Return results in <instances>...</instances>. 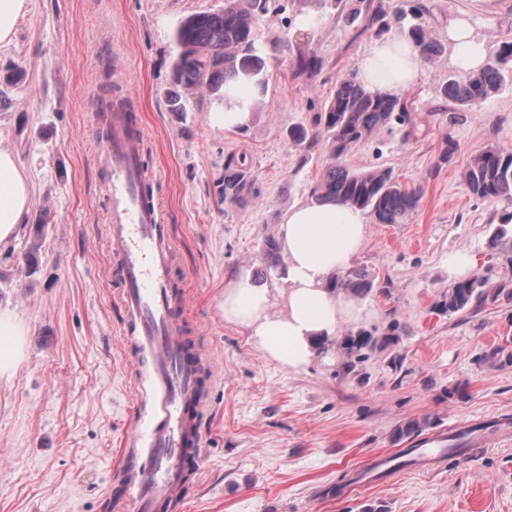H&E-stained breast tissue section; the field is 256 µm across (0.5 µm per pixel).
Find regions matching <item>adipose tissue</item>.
Masks as SVG:
<instances>
[{
    "instance_id": "adipose-tissue-1",
    "label": "adipose tissue",
    "mask_w": 512,
    "mask_h": 512,
    "mask_svg": "<svg viewBox=\"0 0 512 512\" xmlns=\"http://www.w3.org/2000/svg\"><path fill=\"white\" fill-rule=\"evenodd\" d=\"M447 39L455 66L476 73L488 62L486 48L474 34L467 16L448 24ZM424 61L413 41L392 34L373 41L358 57L357 80L368 90L399 96L420 77ZM258 90L254 81H239L224 89V108L209 115L216 129L251 123ZM32 205V187L19 157L0 147V254L21 234V220ZM367 237L362 210L333 201L296 204L284 214L279 241L288 259L285 310L272 311L266 286L241 274L224 289L221 308L226 322L247 330L250 343L267 358L291 370L306 368L319 354L321 341L338 336L343 325H355L367 315L359 303L331 290L332 274L348 268ZM27 354V326L15 312L0 309V385L12 381Z\"/></svg>"
}]
</instances>
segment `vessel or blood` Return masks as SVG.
Here are the masks:
<instances>
[{"instance_id": "vessel-or-blood-1", "label": "vessel or blood", "mask_w": 512, "mask_h": 512, "mask_svg": "<svg viewBox=\"0 0 512 512\" xmlns=\"http://www.w3.org/2000/svg\"><path fill=\"white\" fill-rule=\"evenodd\" d=\"M95 122L107 174V222L118 257V301L127 316V340L143 356L141 393L148 401L125 437L130 478L112 507L162 512L180 495L182 459L198 455L202 445L199 420L188 412L196 375L180 358L182 299L172 281L176 251L158 207L141 190V124L117 110L97 114Z\"/></svg>"}]
</instances>
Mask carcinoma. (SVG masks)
Masks as SVG:
<instances>
[{"mask_svg":"<svg viewBox=\"0 0 512 512\" xmlns=\"http://www.w3.org/2000/svg\"><path fill=\"white\" fill-rule=\"evenodd\" d=\"M268 0H225L220 12H200L187 16L174 32L178 49L172 66L176 90L170 98L173 112H183L180 90L206 87L213 93L224 90V85L239 75L258 76L266 67L265 58L256 46L255 28L259 13L267 10ZM409 36L421 49L425 60L434 59L444 45L434 40L426 29L414 24ZM512 74V41L501 46L495 62L477 73L451 75L440 88V94L459 106H472L508 86ZM396 97H385L367 91L353 77L336 82L333 95L315 113L309 126L288 128V138L296 146H312L320 141L328 148L333 163L326 166L320 181L312 191V198H334L343 204L368 212L380 224H402L419 206L422 188L404 186L390 168L374 167L354 170L341 164V157L354 145L368 141L380 128L391 122L399 111ZM469 192L483 200L504 201L512 204V150L490 147L475 155L464 172ZM224 205L239 207L258 196L251 165L246 156L229 154L224 161L222 182ZM487 244L512 266V224L505 220L495 225ZM279 245L268 236L263 242V255L268 269L284 275L276 263ZM331 288L342 294L363 299L374 293L383 294L384 288L375 285V278L364 268H349L330 278ZM490 294L489 280L475 274L458 281L440 293L432 312L452 316L477 306ZM399 323L392 322L383 332L360 328L351 330L336 340L341 359L340 370L351 373L370 354L384 351L399 342ZM428 419L408 420L398 425L394 441L422 435L431 428ZM473 431L454 435L439 434L432 440L448 444V450L461 453L467 448Z\"/></svg>","mask_w":512,"mask_h":512,"instance_id":"carcinoma-1","label":"carcinoma"}]
</instances>
